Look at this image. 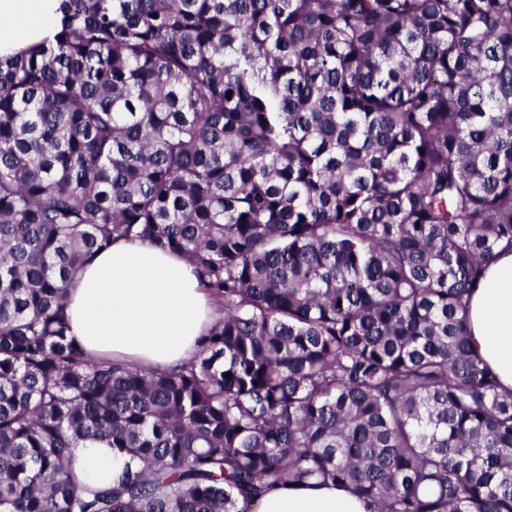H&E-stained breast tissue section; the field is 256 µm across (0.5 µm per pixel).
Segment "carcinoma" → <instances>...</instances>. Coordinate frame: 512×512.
Here are the masks:
<instances>
[{
  "label": "carcinoma",
  "mask_w": 512,
  "mask_h": 512,
  "mask_svg": "<svg viewBox=\"0 0 512 512\" xmlns=\"http://www.w3.org/2000/svg\"><path fill=\"white\" fill-rule=\"evenodd\" d=\"M0 57V512H512L467 311L512 248V0H62ZM120 239L220 306L175 368L68 337ZM128 457L90 484L79 452ZM262 500L263 512H365L362 502L332 485L274 490Z\"/></svg>",
  "instance_id": "cac0c4a2"
}]
</instances>
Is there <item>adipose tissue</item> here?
Masks as SVG:
<instances>
[{"mask_svg": "<svg viewBox=\"0 0 512 512\" xmlns=\"http://www.w3.org/2000/svg\"><path fill=\"white\" fill-rule=\"evenodd\" d=\"M59 0H0V56L52 38ZM216 305L181 254L142 240H118L84 266L67 295L69 336L96 356L172 368L197 351ZM471 346L512 390V252L486 267L469 303ZM125 455L83 449L84 474L104 482L119 474ZM263 512H365L362 502L332 485L279 489L263 498Z\"/></svg>", "mask_w": 512, "mask_h": 512, "instance_id": "obj_1", "label": "adipose tissue"}]
</instances>
